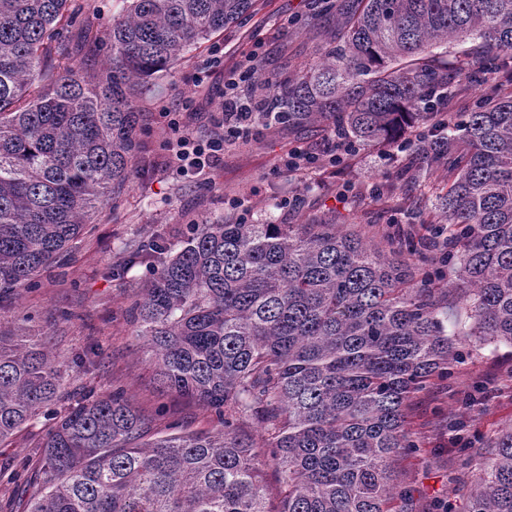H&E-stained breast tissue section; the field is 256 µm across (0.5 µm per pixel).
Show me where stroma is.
Instances as JSON below:
<instances>
[{"label": "stroma", "mask_w": 512, "mask_h": 512, "mask_svg": "<svg viewBox=\"0 0 512 512\" xmlns=\"http://www.w3.org/2000/svg\"><path fill=\"white\" fill-rule=\"evenodd\" d=\"M74 2L79 12L68 45L89 72H102L108 58L93 54L91 47L105 37L121 4ZM335 28V17L321 15L318 0H256L250 17L215 35L213 43L226 51L224 68L211 76L206 88L195 86V65L212 43L147 78L149 91L137 101L143 116V152L134 180L116 206L95 216L77 248L41 273L38 287L19 288L0 299V321L45 342L66 367L74 397L122 390L147 418L153 438L173 426L205 433L218 427L215 416L198 401L160 387L152 353L127 315L132 288L149 273L147 266L126 258L127 244L139 237L157 233L173 245L185 225L207 224L229 214L244 215L256 224H302L328 212L335 213L338 223L369 227L378 236L394 222L423 234L421 221L435 210L442 192L441 174L430 171L389 189V176L406 160L390 144L358 147L340 165L326 164L301 177L281 168L280 156L296 146L326 152L327 134L319 127L277 126L249 142L228 146L223 166L206 181L186 180L159 166V112L192 99L185 124L194 135H206L211 114L224 102L225 72L245 66L238 46L258 50L265 72L280 74L318 61ZM342 190L348 199L340 203L336 194ZM91 345L99 348L95 364L73 366L75 355ZM452 409L463 413L460 440L472 447L466 458L448 438L447 414ZM511 423L512 348L471 343L453 378L414 402L410 428L421 450L398 464L399 478L413 496V512H441L446 503L454 512H464L475 463L499 430ZM51 424L50 415L39 416L0 444V512H15L19 499L29 497L38 483L35 447Z\"/></svg>", "instance_id": "obj_1"}]
</instances>
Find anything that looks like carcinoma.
<instances>
[{"instance_id": "obj_1", "label": "carcinoma", "mask_w": 512, "mask_h": 512, "mask_svg": "<svg viewBox=\"0 0 512 512\" xmlns=\"http://www.w3.org/2000/svg\"><path fill=\"white\" fill-rule=\"evenodd\" d=\"M105 75L66 45L70 0H0V295L82 236L137 172L141 80L248 17L254 0H123ZM326 59L247 94L292 128L361 145L415 127L457 73L431 53L477 39L476 65L512 73V0H352ZM444 173L441 254L413 234L311 224H189L179 244L128 246L152 276L129 313L162 388L222 428L144 441L119 391L86 396L37 445L42 478L21 512H411L394 482L417 451L408 418L451 378L470 337L512 347V93L414 139ZM465 289L446 330L437 269ZM63 366L0 324V443L68 398ZM262 432L256 442L251 430ZM473 470L466 512H512V424Z\"/></svg>"}]
</instances>
